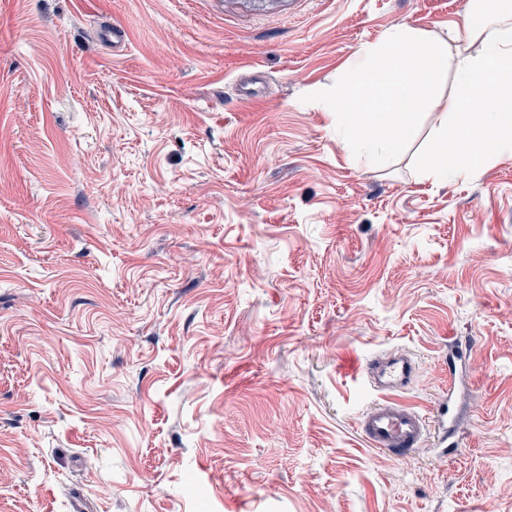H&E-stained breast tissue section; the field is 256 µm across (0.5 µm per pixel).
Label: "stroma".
Returning a JSON list of instances; mask_svg holds the SVG:
<instances>
[{"label": "stroma", "instance_id": "1", "mask_svg": "<svg viewBox=\"0 0 512 512\" xmlns=\"http://www.w3.org/2000/svg\"><path fill=\"white\" fill-rule=\"evenodd\" d=\"M466 0H0V512H512V154L436 181L304 94ZM128 39L113 46L104 30ZM458 453L358 428L372 355Z\"/></svg>", "mask_w": 512, "mask_h": 512}]
</instances>
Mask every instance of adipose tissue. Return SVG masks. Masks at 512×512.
<instances>
[{"mask_svg":"<svg viewBox=\"0 0 512 512\" xmlns=\"http://www.w3.org/2000/svg\"><path fill=\"white\" fill-rule=\"evenodd\" d=\"M463 29L481 39L484 53L454 59L460 91L449 96L439 121L455 116L460 123L421 159L424 174L436 180L475 173L492 151L512 152V0H468Z\"/></svg>","mask_w":512,"mask_h":512,"instance_id":"obj_1","label":"adipose tissue"}]
</instances>
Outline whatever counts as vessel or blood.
<instances>
[{
	"instance_id": "obj_1",
	"label": "vessel or blood",
	"mask_w": 512,
	"mask_h": 512,
	"mask_svg": "<svg viewBox=\"0 0 512 512\" xmlns=\"http://www.w3.org/2000/svg\"><path fill=\"white\" fill-rule=\"evenodd\" d=\"M417 374V361L405 350L378 354L362 366V377L379 398L361 414V432L371 447L396 457L412 454L432 435L442 452H454L452 400L437 403L428 418L399 399L400 393L413 385Z\"/></svg>"
}]
</instances>
